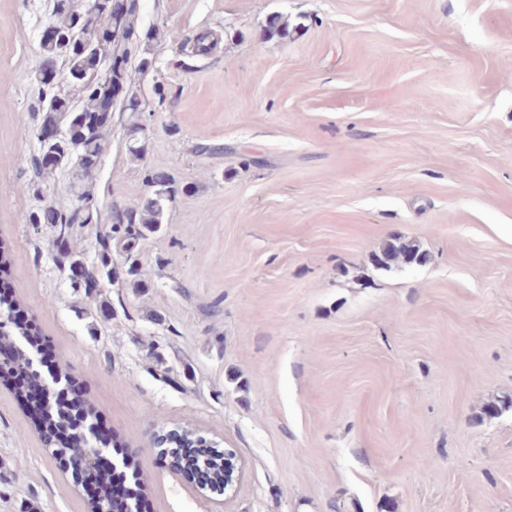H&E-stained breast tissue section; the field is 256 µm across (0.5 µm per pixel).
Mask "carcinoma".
I'll return each instance as SVG.
<instances>
[{
	"instance_id": "carcinoma-1",
	"label": "carcinoma",
	"mask_w": 512,
	"mask_h": 512,
	"mask_svg": "<svg viewBox=\"0 0 512 512\" xmlns=\"http://www.w3.org/2000/svg\"><path fill=\"white\" fill-rule=\"evenodd\" d=\"M137 0H114L106 6L99 0H53L49 24L58 31V39L39 43L41 62L32 73L39 86L38 110L44 113L43 124L64 125L65 135L39 147L32 158V187L43 196L42 181L58 169H68L73 176V199L65 208L49 204L30 215L32 224L58 226V237L68 241L74 225L98 224L99 208L91 175L98 167L105 147V134L112 121L114 108L122 112L141 111L144 95L129 67L112 73L104 70L115 55L138 59L136 69L145 73L154 67V54L143 46L145 38L138 30ZM121 38H112V31ZM95 35L85 45L86 35ZM211 33L201 32L181 43V50L207 55L214 48ZM61 69L63 79L56 86L43 84L49 70ZM129 153L137 160L146 152L145 128L136 123L128 129ZM148 194L134 207L113 206L111 231L123 233L131 241L144 239L163 223L167 204L179 193L174 178L162 170H150L145 177ZM379 265L389 267L397 262L422 264L425 256L407 244H387L376 256ZM20 306L16 298L0 299V340L10 343L27 360L35 359L36 350L26 341L20 329L10 328L14 310ZM81 447L77 448L85 463V472L98 483L104 473L94 466L97 450L91 448V436L85 428L76 430Z\"/></svg>"
}]
</instances>
